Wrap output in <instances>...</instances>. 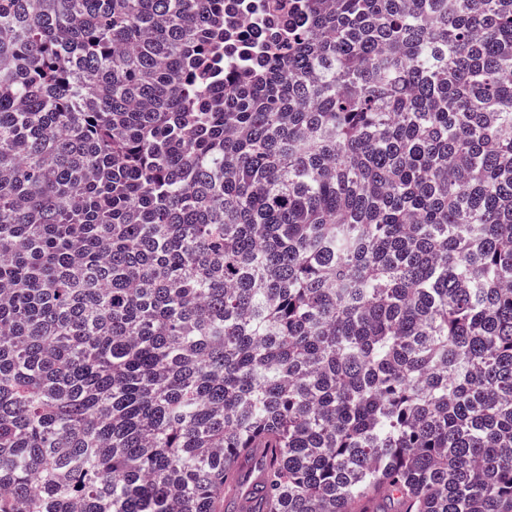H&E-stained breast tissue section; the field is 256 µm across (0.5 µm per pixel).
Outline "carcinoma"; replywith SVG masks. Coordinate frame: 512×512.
<instances>
[{
  "label": "carcinoma",
  "mask_w": 512,
  "mask_h": 512,
  "mask_svg": "<svg viewBox=\"0 0 512 512\" xmlns=\"http://www.w3.org/2000/svg\"><path fill=\"white\" fill-rule=\"evenodd\" d=\"M0 512H512V0H0Z\"/></svg>",
  "instance_id": "obj_1"
}]
</instances>
